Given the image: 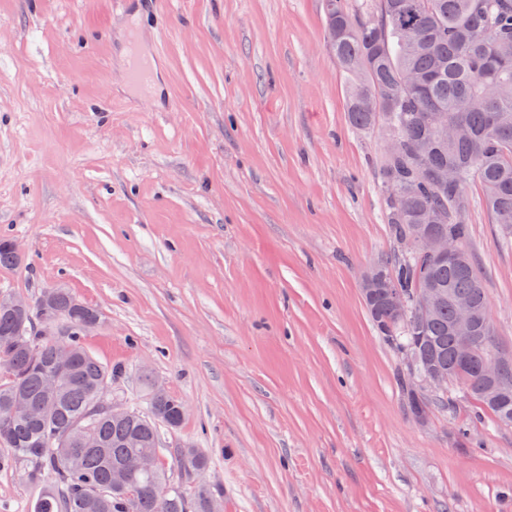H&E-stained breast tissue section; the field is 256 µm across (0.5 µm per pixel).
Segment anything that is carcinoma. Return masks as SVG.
Segmentation results:
<instances>
[{"mask_svg":"<svg viewBox=\"0 0 512 512\" xmlns=\"http://www.w3.org/2000/svg\"><path fill=\"white\" fill-rule=\"evenodd\" d=\"M328 45L348 78L346 110L351 125L371 130L381 118L397 148L382 161L381 198L386 223L396 241L416 230L469 235V188L479 187L492 223L512 242V53L496 46L512 44V0H369L358 13L346 0H326ZM405 188L399 202L388 191ZM380 267L407 300L405 320L386 331L385 309L371 319L398 350L451 370L456 365L453 330L455 300L487 306L485 287L472 260L429 262L401 256ZM437 288L442 298L419 318L415 298ZM61 316L65 343L73 355L74 377L47 393L43 380L55 365L54 338L39 335L38 322ZM100 312L79 307L65 288H46L30 308H0V445L28 465L27 480L51 485L34 512H217L221 496L198 487L188 502L160 466L161 430L181 426L183 401L166 392L151 393L145 410L112 416L106 392L118 369L90 354L83 337ZM480 354L462 390L482 412L512 425V367L505 375L511 393L505 403L489 400L479 382L484 363L496 355L493 329L480 332ZM412 412L421 417L427 398L407 382ZM52 401L43 417L14 408L18 400ZM176 465L188 474L208 467L198 448H175ZM155 457L150 470L135 468ZM167 487L160 500L156 490Z\"/></svg>","mask_w":512,"mask_h":512,"instance_id":"cac0c4a2","label":"carcinoma"}]
</instances>
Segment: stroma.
I'll return each mask as SVG.
<instances>
[{
    "label": "stroma",
    "instance_id": "1",
    "mask_svg": "<svg viewBox=\"0 0 512 512\" xmlns=\"http://www.w3.org/2000/svg\"><path fill=\"white\" fill-rule=\"evenodd\" d=\"M152 61L136 91L127 60ZM324 0H0V292L62 285L98 309L83 344L180 398L162 464L224 512H512V426L467 395L412 414L403 355L361 282L400 253L380 195L385 132L348 122ZM465 244L512 356V249L478 187ZM0 446V512L42 486ZM176 465L188 474L204 472L208 458L199 448H173L171 451Z\"/></svg>",
    "mask_w": 512,
    "mask_h": 512
}]
</instances>
